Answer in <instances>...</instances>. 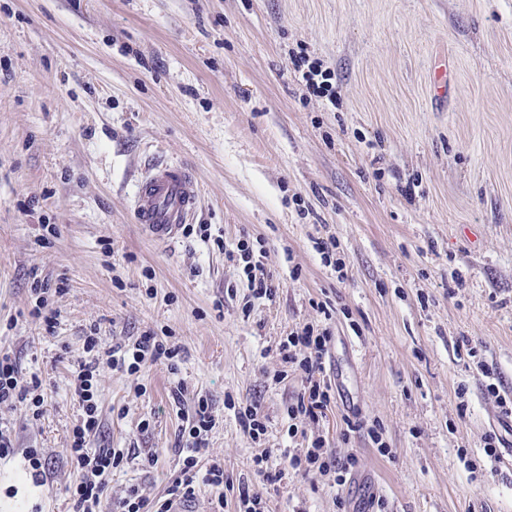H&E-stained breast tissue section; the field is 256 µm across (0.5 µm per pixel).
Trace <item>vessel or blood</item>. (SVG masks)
I'll list each match as a JSON object with an SVG mask.
<instances>
[{
  "label": "vessel or blood",
  "instance_id": "vessel-or-blood-1",
  "mask_svg": "<svg viewBox=\"0 0 512 512\" xmlns=\"http://www.w3.org/2000/svg\"><path fill=\"white\" fill-rule=\"evenodd\" d=\"M199 196L198 181L188 165L155 163L135 183L132 215L149 239L172 241L192 221Z\"/></svg>",
  "mask_w": 512,
  "mask_h": 512
}]
</instances>
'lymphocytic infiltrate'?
<instances>
[{
	"label": "lymphocytic infiltrate",
	"instance_id": "lymphocytic-infiltrate-1",
	"mask_svg": "<svg viewBox=\"0 0 512 512\" xmlns=\"http://www.w3.org/2000/svg\"><path fill=\"white\" fill-rule=\"evenodd\" d=\"M239 262L243 265L248 287L254 297L273 300L277 287L246 239L236 243ZM331 334L328 329L314 331L306 326L290 332L279 347L284 367L297 372L302 389L288 407V435L296 437L300 427L318 421L333 402L335 394L331 381L324 375V361L328 353ZM90 360L79 364L73 373V397L80 406L70 439L67 455L79 473V479L68 486L74 512H102V503L112 481V472L129 457L123 448H92L88 439L99 431L101 420L97 413V381L102 368L129 374L138 373L145 360L164 361L175 365L178 353L167 340L152 332H144L134 342L103 347L100 337L88 335L84 340ZM45 398L38 376H25L16 357L0 352V407L24 406L32 418L43 414ZM214 426L207 397H198L195 412L181 436L178 457L180 475L166 488L163 495L150 497L138 488L129 489L125 496L112 502V512H169L173 501L193 499L200 487L210 486L218 491L213 501V512H224L228 496H235L242 512H268V502L263 495L250 488L246 482H234L225 476L220 460L202 466L208 457V433ZM358 462L356 455L340 458L329 452L322 437L309 439L306 446L288 452V467L304 476L327 478L331 485L342 486L347 482Z\"/></svg>",
	"mask_w": 512,
	"mask_h": 512
}]
</instances>
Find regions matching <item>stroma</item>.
I'll return each mask as SVG.
<instances>
[{"label": "stroma", "mask_w": 512, "mask_h": 512, "mask_svg": "<svg viewBox=\"0 0 512 512\" xmlns=\"http://www.w3.org/2000/svg\"><path fill=\"white\" fill-rule=\"evenodd\" d=\"M300 51L335 100L309 93ZM154 161L189 165L201 187L194 230L171 243L143 236L128 205ZM217 236L261 242L273 300L251 298ZM318 237L336 239L343 274ZM37 278L51 334L33 313ZM307 325L331 333L336 399L306 432L358 457L339 489L285 469L301 379L281 377L278 347ZM94 327L106 346L151 330L179 350L174 372H100L90 445L131 454L110 497L155 496L178 476L204 395L213 456L270 512H366L373 496L387 512H512V419L477 366L512 398V0H0V350L47 393L37 420L0 408L18 448L0 460V512H73L70 381ZM228 399L260 401L261 440ZM348 417L380 425L387 454L344 435ZM25 448L50 458L46 484ZM264 450L284 473L272 485L250 467ZM148 454L155 467L139 464Z\"/></svg>", "instance_id": "obj_1"}]
</instances>
